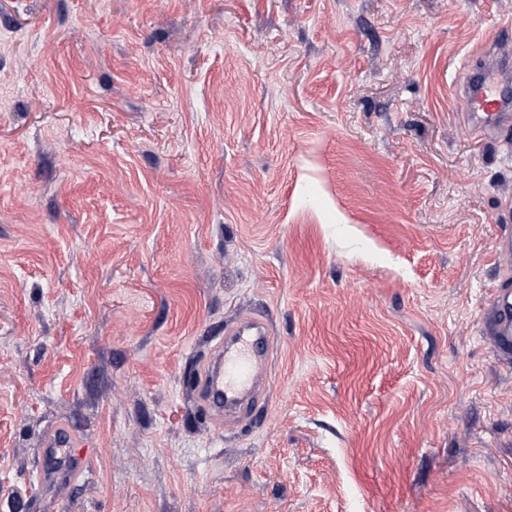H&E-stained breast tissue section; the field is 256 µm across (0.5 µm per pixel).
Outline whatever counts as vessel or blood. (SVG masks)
I'll list each match as a JSON object with an SVG mask.
<instances>
[{"label": "vessel or blood", "mask_w": 512, "mask_h": 512, "mask_svg": "<svg viewBox=\"0 0 512 512\" xmlns=\"http://www.w3.org/2000/svg\"><path fill=\"white\" fill-rule=\"evenodd\" d=\"M494 62L488 68L472 67L466 84L455 93L480 136L495 139L504 160L512 159V89L504 82L512 74V24H498L493 38ZM486 330L502 359L512 358V272L503 271L491 302ZM273 346L269 325L256 317L239 319L225 331L208 361L203 398L211 417L240 410L266 383L267 356ZM75 442L71 430H52L43 440L40 475H52L67 464Z\"/></svg>", "instance_id": "vessel-or-blood-1"}]
</instances>
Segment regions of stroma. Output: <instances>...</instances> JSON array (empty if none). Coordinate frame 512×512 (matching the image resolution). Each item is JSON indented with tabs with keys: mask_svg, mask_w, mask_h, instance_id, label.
<instances>
[{
	"mask_svg": "<svg viewBox=\"0 0 512 512\" xmlns=\"http://www.w3.org/2000/svg\"><path fill=\"white\" fill-rule=\"evenodd\" d=\"M507 21L0 0V512H512V164L453 93ZM254 313L267 390L219 428L194 380ZM486 331L498 356L506 361L512 358V275L510 270H504L499 277L498 288L486 320ZM76 441L75 436L69 429H54L43 440L40 448L41 462L39 477L41 475H53L67 464L70 454V447Z\"/></svg>",
	"mask_w": 512,
	"mask_h": 512,
	"instance_id": "35a3bbf8",
	"label": "stroma"
}]
</instances>
